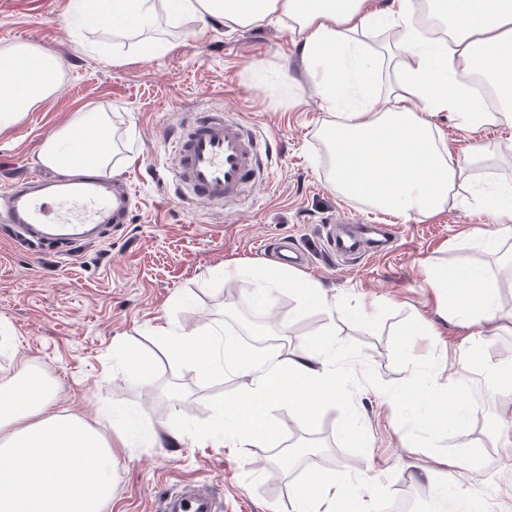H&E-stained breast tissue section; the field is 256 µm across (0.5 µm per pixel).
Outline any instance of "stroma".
Listing matches in <instances>:
<instances>
[{
  "instance_id": "35a3bbf8",
  "label": "stroma",
  "mask_w": 512,
  "mask_h": 512,
  "mask_svg": "<svg viewBox=\"0 0 512 512\" xmlns=\"http://www.w3.org/2000/svg\"><path fill=\"white\" fill-rule=\"evenodd\" d=\"M159 35L174 49L146 56L134 36L116 64L92 52L102 36L77 30L72 0H0V48L34 44L63 64L55 94L0 137V187L42 172L44 142L82 109L111 113L124 159L117 179L134 196L123 229L61 254L0 237V318L14 336L0 347V371L30 359L55 381L59 409L93 426L111 422L112 435H126L127 447L114 451L108 512H159L162 497L183 481L209 483L223 512H292L295 492L317 472L344 476L351 492L372 493L376 512L404 501L413 512H434L431 493L442 484L452 512H512V381L494 375L512 356V332L498 326L512 318V235L496 251L483 249L471 233H494L496 224L450 205L423 221H396L391 254L337 262L328 250L331 218L346 212L362 222L381 214L332 188L324 132L334 116L320 108L287 26L232 29L213 18L165 26ZM213 108L273 141L267 184L222 211L178 200L169 171L171 131ZM284 240L309 260L300 275L336 297L342 312L303 305L285 285L273 291L268 309L248 307L261 286L249 267L276 264ZM455 263L488 270L499 321L441 319L444 302L427 278ZM245 310L268 327L264 349L292 355L303 353L307 334L336 326L387 383L409 375L392 362L390 333L415 318L428 333L411 351L438 356L437 383L476 388L473 424L449 443L479 446L485 464L463 475L432 471V453H408L394 404L368 385L355 396L369 439L362 455L329 436L320 441L319 461L297 469L274 462L264 448L232 452L204 439L216 405L248 378L207 376L177 363L161 332L240 331ZM116 344L143 356L145 368L116 365ZM174 417L188 432L185 442L151 443V429Z\"/></svg>"
}]
</instances>
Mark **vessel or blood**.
Listing matches in <instances>:
<instances>
[{
    "instance_id": "1",
    "label": "vessel or blood",
    "mask_w": 512,
    "mask_h": 512,
    "mask_svg": "<svg viewBox=\"0 0 512 512\" xmlns=\"http://www.w3.org/2000/svg\"><path fill=\"white\" fill-rule=\"evenodd\" d=\"M272 150L241 120L218 111L191 119L172 142V180L191 200L210 205L239 202L263 184V159ZM129 191L96 175L73 179L30 174L15 178L0 192V231L16 237H51L61 245L97 241L98 229L120 227L130 220ZM339 228L328 242L337 257L351 260L365 254L389 252L387 227L353 224L340 216ZM174 512H218L203 489L184 498Z\"/></svg>"
}]
</instances>
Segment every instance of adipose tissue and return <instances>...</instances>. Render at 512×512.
I'll list each match as a JSON object with an SVG mask.
<instances>
[{
  "mask_svg": "<svg viewBox=\"0 0 512 512\" xmlns=\"http://www.w3.org/2000/svg\"><path fill=\"white\" fill-rule=\"evenodd\" d=\"M84 28L112 40L122 62L130 31L223 18L229 27L284 23L301 48L308 79L322 109L337 120L328 133L331 183L345 197L388 213L425 219L454 205L490 214L512 233V182L457 183L494 160L479 139L487 125L512 123V0H428L444 37L419 31L418 0H74ZM386 34L378 50L362 38ZM60 64L49 52L18 43L0 50V134L59 86ZM387 105L377 108L378 93ZM448 113L470 137L451 150L438 142L434 117ZM107 112L76 111L43 145L39 163L79 173L77 158L91 151L96 173L116 172L119 149ZM259 298L289 284L310 306L337 308L318 284L295 270L255 267ZM447 305L445 319L493 321L495 284L484 267L452 266L431 275ZM175 359L207 373L249 376L222 401L209 429L228 448H268L278 438L273 416L284 405L300 421L318 417L336 399V368L321 350L287 356L246 350L223 327L180 331L169 338ZM112 440L73 414L58 410L55 387L31 362L0 374V512H106L112 501ZM371 498L352 496L336 474H315L294 512H371Z\"/></svg>",
  "mask_w": 512,
  "mask_h": 512,
  "instance_id": "ef3b65f1",
  "label": "adipose tissue"
}]
</instances>
